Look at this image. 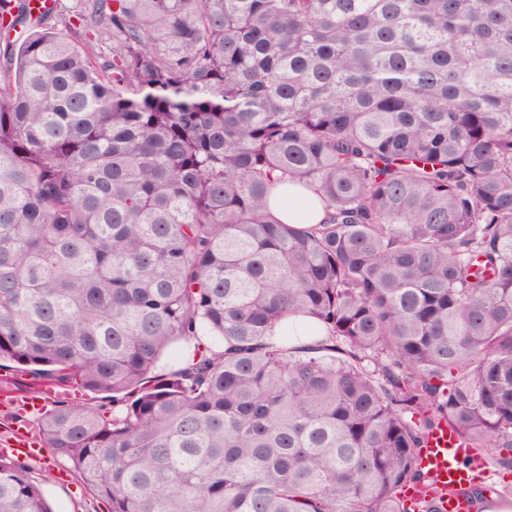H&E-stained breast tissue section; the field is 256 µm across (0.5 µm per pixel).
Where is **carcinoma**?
I'll use <instances>...</instances> for the list:
<instances>
[{"label":"carcinoma","instance_id":"1","mask_svg":"<svg viewBox=\"0 0 512 512\" xmlns=\"http://www.w3.org/2000/svg\"><path fill=\"white\" fill-rule=\"evenodd\" d=\"M80 4L0 0V369L112 395L43 447L110 512H442L445 424L511 470L512 0ZM281 196H276L269 205V212L275 220L283 224H296L298 207L309 214L307 224H321L327 219L326 205L313 191L289 188L288 206L285 207L280 204Z\"/></svg>","mask_w":512,"mask_h":512}]
</instances>
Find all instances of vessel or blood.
<instances>
[{"label":"vessel or blood","instance_id":"1","mask_svg":"<svg viewBox=\"0 0 512 512\" xmlns=\"http://www.w3.org/2000/svg\"><path fill=\"white\" fill-rule=\"evenodd\" d=\"M424 464L438 479L439 485L460 488L488 475L485 461L448 428H440L430 436L423 450Z\"/></svg>","mask_w":512,"mask_h":512}]
</instances>
